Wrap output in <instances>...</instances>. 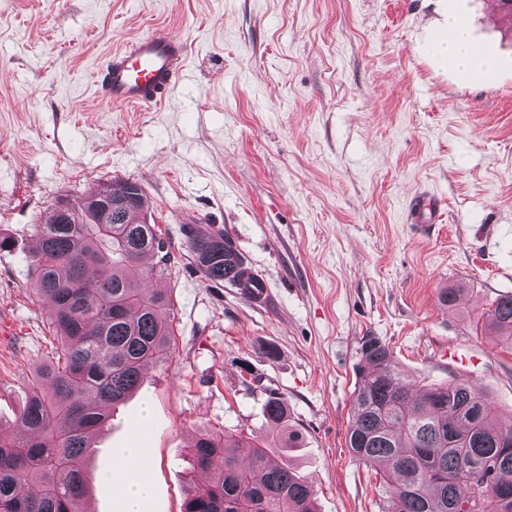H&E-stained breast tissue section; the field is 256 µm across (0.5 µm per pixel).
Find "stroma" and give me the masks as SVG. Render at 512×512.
<instances>
[{
    "instance_id": "1",
    "label": "stroma",
    "mask_w": 512,
    "mask_h": 512,
    "mask_svg": "<svg viewBox=\"0 0 512 512\" xmlns=\"http://www.w3.org/2000/svg\"><path fill=\"white\" fill-rule=\"evenodd\" d=\"M456 13L493 62L481 84L433 52ZM166 29L188 57L165 107L110 109L95 76L113 50ZM138 181L177 264L158 285L175 342L94 435L90 512H182L198 430L261 432L266 388L300 433L290 464L318 512H380L379 481L346 445L362 337L405 376L471 380L512 413V351L475 329L512 294V19L497 0H0V425L55 353L29 278L59 198ZM434 194L437 223L409 216ZM217 225L271 300L210 283L184 242ZM456 287V305L440 300ZM275 356H268L267 348ZM141 450L137 464L121 451ZM150 485L145 478L128 480L122 487L125 512H138L141 501L148 496Z\"/></svg>"
}]
</instances>
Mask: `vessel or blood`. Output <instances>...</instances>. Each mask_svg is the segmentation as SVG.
<instances>
[{
    "instance_id": "vessel-or-blood-1",
    "label": "vessel or blood",
    "mask_w": 512,
    "mask_h": 512,
    "mask_svg": "<svg viewBox=\"0 0 512 512\" xmlns=\"http://www.w3.org/2000/svg\"><path fill=\"white\" fill-rule=\"evenodd\" d=\"M186 52L180 37L158 29L113 53L100 77L105 102L113 108L165 103L182 76ZM411 209L422 224L436 223L440 213L425 195L418 196ZM236 286L253 304H265L269 298L264 279L253 271H246Z\"/></svg>"
}]
</instances>
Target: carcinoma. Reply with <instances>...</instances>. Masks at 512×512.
Returning <instances> with one entry per match:
<instances>
[{"label":"carcinoma","mask_w":512,"mask_h":512,"mask_svg":"<svg viewBox=\"0 0 512 512\" xmlns=\"http://www.w3.org/2000/svg\"><path fill=\"white\" fill-rule=\"evenodd\" d=\"M135 198L119 223L102 224L91 200L69 203L72 222L51 208L37 225L30 288L50 301L59 346L31 382L17 435L0 425V512H87L85 461L90 438L110 409L139 390L146 370L174 342L170 296L147 283L177 263L171 241L147 222L140 183L111 180ZM186 245L206 278L224 284L242 262L224 231L185 230ZM486 335L512 343V295L482 314ZM346 444L367 467L395 479L381 489V512H512V419L504 420L471 381L456 377L422 387L402 376L387 344L365 336L351 393ZM265 431L245 438L199 432L192 462L204 479L189 490L183 512H316L315 491L289 466L270 460L298 433L288 402L266 388Z\"/></svg>","instance_id":"cac0c4a2"}]
</instances>
